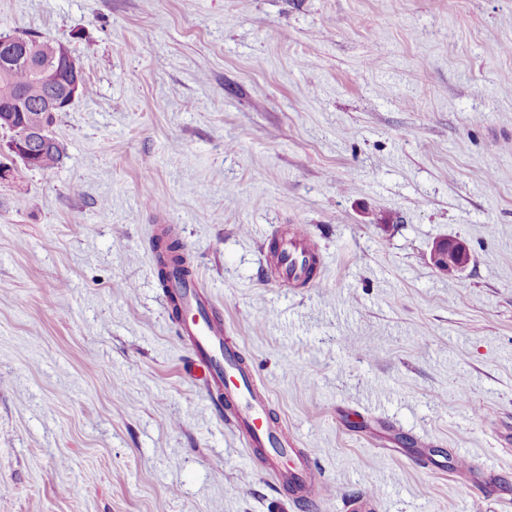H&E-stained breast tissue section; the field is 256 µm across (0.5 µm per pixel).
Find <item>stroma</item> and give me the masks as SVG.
I'll return each instance as SVG.
<instances>
[{"label":"stroma","mask_w":512,"mask_h":512,"mask_svg":"<svg viewBox=\"0 0 512 512\" xmlns=\"http://www.w3.org/2000/svg\"><path fill=\"white\" fill-rule=\"evenodd\" d=\"M17 30L91 91L52 170L0 131V512H512V0H0ZM164 229L316 496L214 413ZM279 248L277 253L270 252L268 265L281 283H304L308 273L315 274V266H308L307 261L315 255L309 236L299 227H294L291 234L280 232L277 235ZM306 260V264H305ZM154 251L157 263V275L161 287L166 290L169 288L172 294H176L181 287L175 281L169 284L171 271L176 270L184 278L189 279L194 275L191 266L181 254L179 241L166 234L160 235L155 239ZM448 249L453 252L452 259L448 258ZM430 260L435 268L442 272L450 273L463 269L469 261L466 247L460 243H448L443 240L438 242L430 253ZM291 449L297 455L298 464L286 472H280L279 459L273 452L268 453L265 458L261 459V463L266 471L277 475L282 486L288 485V491L296 500L317 489L318 481L312 458L301 455L294 448Z\"/></svg>","instance_id":"1"}]
</instances>
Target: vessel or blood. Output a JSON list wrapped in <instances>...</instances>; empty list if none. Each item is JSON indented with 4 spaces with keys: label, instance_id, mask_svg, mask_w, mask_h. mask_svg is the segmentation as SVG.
Segmentation results:
<instances>
[{
    "label": "vessel or blood",
    "instance_id": "obj_1",
    "mask_svg": "<svg viewBox=\"0 0 512 512\" xmlns=\"http://www.w3.org/2000/svg\"><path fill=\"white\" fill-rule=\"evenodd\" d=\"M278 241L277 252L268 258L271 271L285 284L305 282L306 262L315 253L308 235L296 227L291 233H279ZM185 293L187 316L180 324L181 334L206 369L207 393L215 401L225 397L236 402L230 424L244 447L266 449L262 460L266 471L277 474L280 484L286 485L294 498L310 494L318 487L312 458L299 456L295 467L281 471L276 454L268 450L273 428L267 419L266 398L256 390L252 371L239 369L238 352L228 344L224 324L214 316L200 284H193Z\"/></svg>",
    "mask_w": 512,
    "mask_h": 512
}]
</instances>
